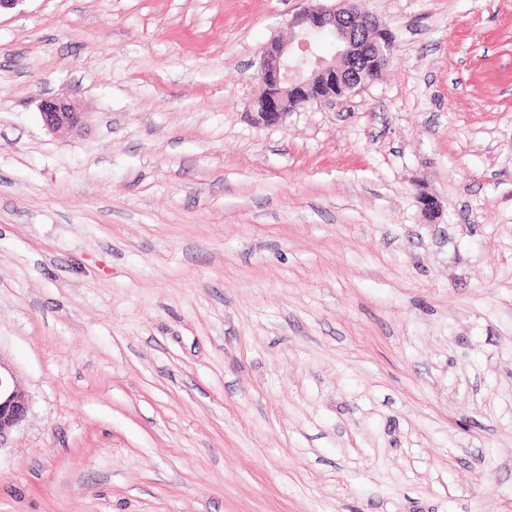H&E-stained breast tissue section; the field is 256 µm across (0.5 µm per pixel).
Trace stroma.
<instances>
[{
    "label": "stroma",
    "instance_id": "35a3bbf8",
    "mask_svg": "<svg viewBox=\"0 0 512 512\" xmlns=\"http://www.w3.org/2000/svg\"><path fill=\"white\" fill-rule=\"evenodd\" d=\"M305 5L0 12V512H512V0H358L381 77L256 125ZM38 108L44 125L53 132L77 130L85 114L73 101L62 96L43 98ZM31 397L16 380L11 364L0 355V449L4 440L26 420Z\"/></svg>",
    "mask_w": 512,
    "mask_h": 512
}]
</instances>
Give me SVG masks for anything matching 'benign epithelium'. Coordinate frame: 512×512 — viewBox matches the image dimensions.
<instances>
[{"mask_svg": "<svg viewBox=\"0 0 512 512\" xmlns=\"http://www.w3.org/2000/svg\"><path fill=\"white\" fill-rule=\"evenodd\" d=\"M292 41H270L263 49L259 67L261 82L269 97L255 104V121L274 125L289 113L288 98L302 103L334 101L336 92L324 86L339 85L352 91L378 79L376 63L390 46L384 25L358 10L355 0L328 5L325 0H309V6L290 20ZM336 38L335 57L319 54L316 37ZM44 125L53 132H69L82 125L84 113L62 96L44 98L39 103ZM31 397L16 380L11 364L0 355V446L26 420Z\"/></svg>", "mask_w": 512, "mask_h": 512, "instance_id": "benign-epithelium-1", "label": "benign epithelium"}]
</instances>
